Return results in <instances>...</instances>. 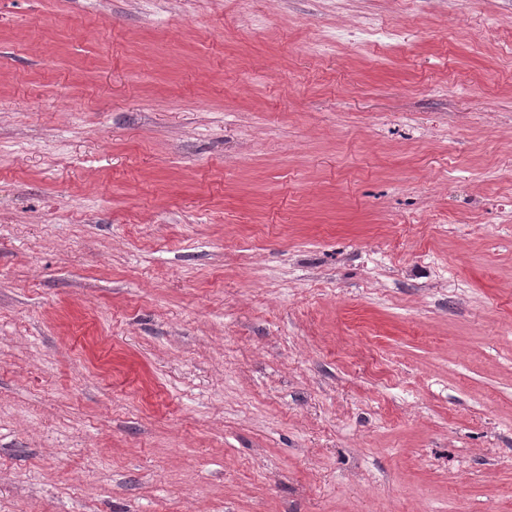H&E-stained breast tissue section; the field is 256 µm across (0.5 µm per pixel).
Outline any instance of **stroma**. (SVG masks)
<instances>
[{
  "mask_svg": "<svg viewBox=\"0 0 512 512\" xmlns=\"http://www.w3.org/2000/svg\"><path fill=\"white\" fill-rule=\"evenodd\" d=\"M0 512H512V0H0Z\"/></svg>",
  "mask_w": 512,
  "mask_h": 512,
  "instance_id": "35a3bbf8",
  "label": "stroma"
}]
</instances>
